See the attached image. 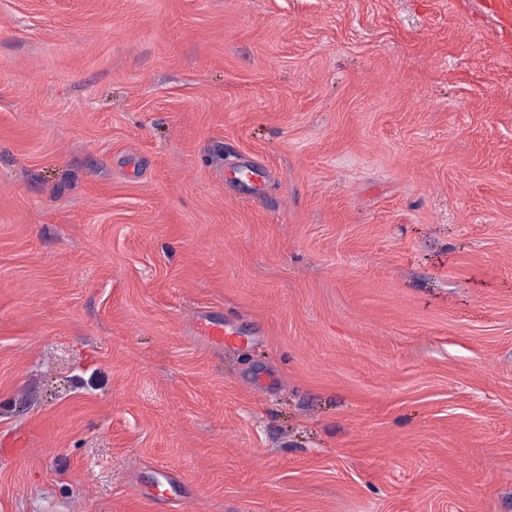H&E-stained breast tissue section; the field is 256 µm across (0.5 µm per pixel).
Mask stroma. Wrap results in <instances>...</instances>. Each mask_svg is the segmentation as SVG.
Wrapping results in <instances>:
<instances>
[{
    "label": "stroma",
    "mask_w": 512,
    "mask_h": 512,
    "mask_svg": "<svg viewBox=\"0 0 512 512\" xmlns=\"http://www.w3.org/2000/svg\"><path fill=\"white\" fill-rule=\"evenodd\" d=\"M478 2L0 0V512H512Z\"/></svg>",
    "instance_id": "35a3bbf8"
}]
</instances>
